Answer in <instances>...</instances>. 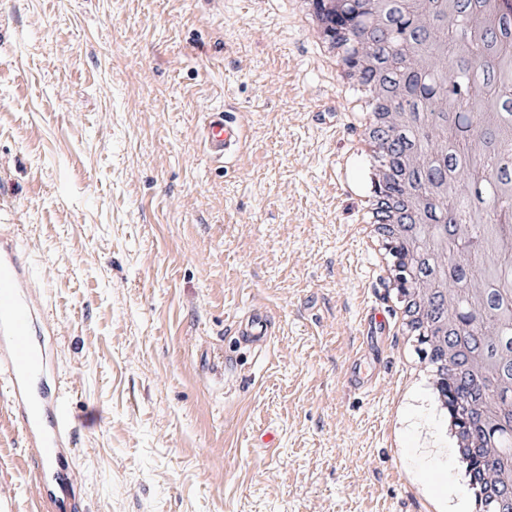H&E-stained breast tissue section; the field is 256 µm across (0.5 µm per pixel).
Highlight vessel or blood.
Here are the masks:
<instances>
[{"mask_svg":"<svg viewBox=\"0 0 512 512\" xmlns=\"http://www.w3.org/2000/svg\"><path fill=\"white\" fill-rule=\"evenodd\" d=\"M240 132L224 111L209 115L207 148L214 159L238 146ZM31 263L14 225H0V391L31 457L41 512H80L74 463L75 427L65 407V381L45 344L55 335L47 303L32 293ZM276 324L268 311L250 308L239 320L240 346H269Z\"/></svg>","mask_w":512,"mask_h":512,"instance_id":"1","label":"vessel or blood"}]
</instances>
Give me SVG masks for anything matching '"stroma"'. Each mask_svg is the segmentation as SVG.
Returning a JSON list of instances; mask_svg holds the SVG:
<instances>
[{
	"label": "stroma",
	"instance_id": "obj_1",
	"mask_svg": "<svg viewBox=\"0 0 512 512\" xmlns=\"http://www.w3.org/2000/svg\"><path fill=\"white\" fill-rule=\"evenodd\" d=\"M285 0H0V224L62 340L84 512H419L427 382L356 233L368 162ZM244 133L219 162L205 133ZM252 306L278 322L234 352ZM361 359L368 390L345 384ZM32 463L0 399V498ZM239 141V129L227 111L209 114L207 148L215 160H224V154L237 147Z\"/></svg>",
	"mask_w": 512,
	"mask_h": 512
}]
</instances>
